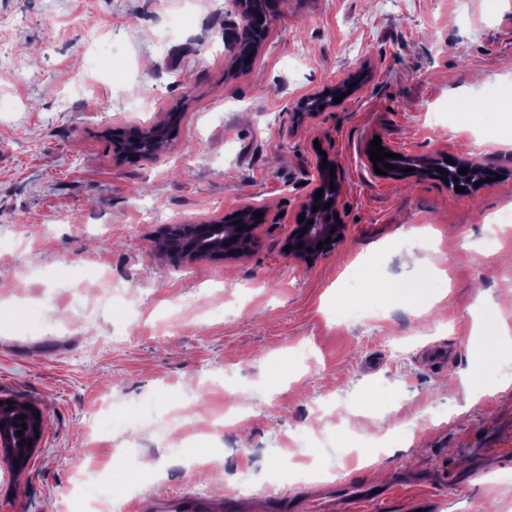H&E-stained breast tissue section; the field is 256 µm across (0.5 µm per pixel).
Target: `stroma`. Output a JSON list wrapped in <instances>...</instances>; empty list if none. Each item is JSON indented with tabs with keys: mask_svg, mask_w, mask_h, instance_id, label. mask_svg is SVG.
<instances>
[{
	"mask_svg": "<svg viewBox=\"0 0 512 512\" xmlns=\"http://www.w3.org/2000/svg\"><path fill=\"white\" fill-rule=\"evenodd\" d=\"M228 27L232 0H0V397L43 420L23 471L0 457V512H61L92 460L123 505L512 512V362L481 392L463 380L482 335L512 326V266L486 247L487 217L512 209V145L474 143L512 118V0H281L243 71ZM171 112L153 156L113 152L107 132ZM376 138L499 177L464 194L388 180L366 159ZM325 158L347 232L307 265L285 243ZM247 203L263 222L246 256L163 253V225ZM408 237L447 274L400 303L370 284L411 282ZM353 279L363 322L339 314ZM430 345L450 361L424 364ZM378 435L380 479L348 458ZM346 88H342L340 86L333 87L327 91H323L318 94H313L307 97L306 99L299 102L297 106L298 113H314V112H322L329 108L336 107L339 103H334L333 98L336 96H341V94H346V97L352 94L353 87L345 85ZM348 89H352L351 93H348ZM343 97L342 101L346 98ZM341 101V102H342ZM320 105H323V108H320ZM160 499L169 512H209L210 508L207 498L191 493L162 495Z\"/></svg>",
	"mask_w": 512,
	"mask_h": 512,
	"instance_id": "stroma-1",
	"label": "stroma"
}]
</instances>
